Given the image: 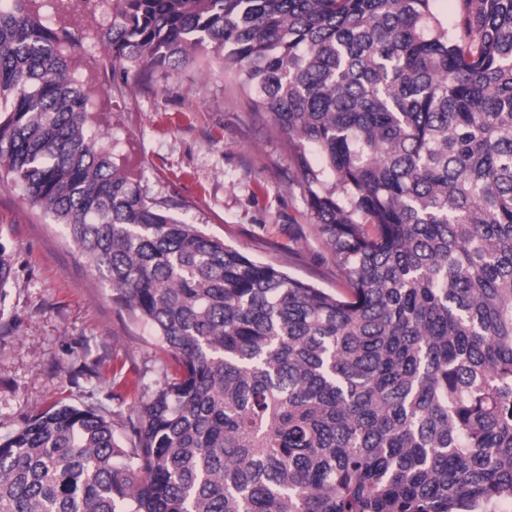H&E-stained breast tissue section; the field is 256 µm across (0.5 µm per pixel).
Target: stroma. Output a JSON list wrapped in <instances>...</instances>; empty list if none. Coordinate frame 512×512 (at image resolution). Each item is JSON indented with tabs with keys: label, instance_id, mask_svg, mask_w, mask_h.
<instances>
[{
	"label": "stroma",
	"instance_id": "35a3bbf8",
	"mask_svg": "<svg viewBox=\"0 0 512 512\" xmlns=\"http://www.w3.org/2000/svg\"><path fill=\"white\" fill-rule=\"evenodd\" d=\"M110 15L69 11L55 27L83 29L71 59L93 89V132L148 196L177 201L176 216L290 275L336 289L323 249L288 175L286 148L237 83L195 62L130 78L110 90L102 33ZM0 255L12 268L0 288V437L56 402L93 409L128 441L131 420L164 378L170 358L132 322L112 290L65 238L52 215L0 181Z\"/></svg>",
	"mask_w": 512,
	"mask_h": 512
}]
</instances>
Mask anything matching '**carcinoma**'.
<instances>
[{
    "mask_svg": "<svg viewBox=\"0 0 512 512\" xmlns=\"http://www.w3.org/2000/svg\"><path fill=\"white\" fill-rule=\"evenodd\" d=\"M58 0H0V174L175 362L130 426L0 439V512L512 499V0H112L110 88L218 62L286 141L334 293L173 217L89 133Z\"/></svg>",
    "mask_w": 512,
    "mask_h": 512,
    "instance_id": "carcinoma-1",
    "label": "carcinoma"
}]
</instances>
